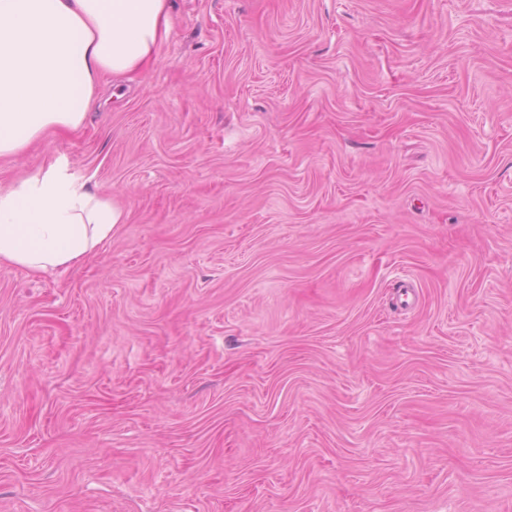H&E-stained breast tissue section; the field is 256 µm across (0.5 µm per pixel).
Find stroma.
I'll return each mask as SVG.
<instances>
[{
	"label": "stroma",
	"mask_w": 512,
	"mask_h": 512,
	"mask_svg": "<svg viewBox=\"0 0 512 512\" xmlns=\"http://www.w3.org/2000/svg\"><path fill=\"white\" fill-rule=\"evenodd\" d=\"M56 161L127 218L0 265V512H512V0H173Z\"/></svg>",
	"instance_id": "1"
}]
</instances>
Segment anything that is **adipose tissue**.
<instances>
[{
	"instance_id": "ef3b65f1",
	"label": "adipose tissue",
	"mask_w": 512,
	"mask_h": 512,
	"mask_svg": "<svg viewBox=\"0 0 512 512\" xmlns=\"http://www.w3.org/2000/svg\"><path fill=\"white\" fill-rule=\"evenodd\" d=\"M171 27V0H0V157L82 126L101 79L146 69ZM124 221L114 200L52 163L0 188V264H78Z\"/></svg>"
}]
</instances>
